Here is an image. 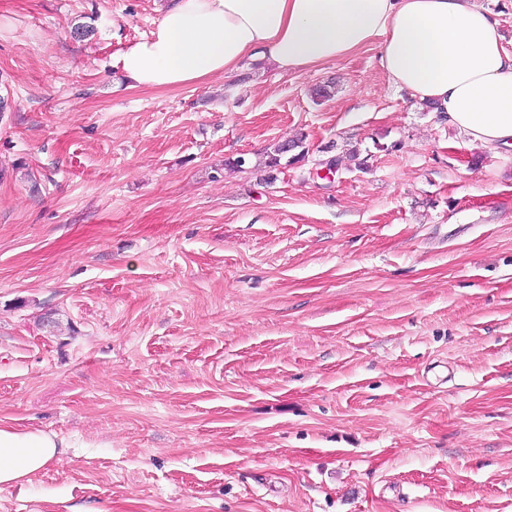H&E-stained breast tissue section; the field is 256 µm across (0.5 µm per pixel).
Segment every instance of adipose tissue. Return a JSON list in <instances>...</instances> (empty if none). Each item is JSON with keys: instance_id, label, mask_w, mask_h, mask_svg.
Segmentation results:
<instances>
[{"instance_id": "adipose-tissue-1", "label": "adipose tissue", "mask_w": 512, "mask_h": 512, "mask_svg": "<svg viewBox=\"0 0 512 512\" xmlns=\"http://www.w3.org/2000/svg\"><path fill=\"white\" fill-rule=\"evenodd\" d=\"M373 44L393 87L468 142L512 149V53L478 0H172L119 63L127 87L167 89L232 77L250 59L304 71ZM65 446L0 426V487H25Z\"/></svg>"}]
</instances>
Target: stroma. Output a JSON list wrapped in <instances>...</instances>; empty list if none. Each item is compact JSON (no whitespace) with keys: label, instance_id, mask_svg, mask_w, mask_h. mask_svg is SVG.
<instances>
[{"label":"stroma","instance_id":"1","mask_svg":"<svg viewBox=\"0 0 512 512\" xmlns=\"http://www.w3.org/2000/svg\"><path fill=\"white\" fill-rule=\"evenodd\" d=\"M167 2L0 0V421L68 444L0 512H512V151L374 45L118 88Z\"/></svg>","mask_w":512,"mask_h":512}]
</instances>
